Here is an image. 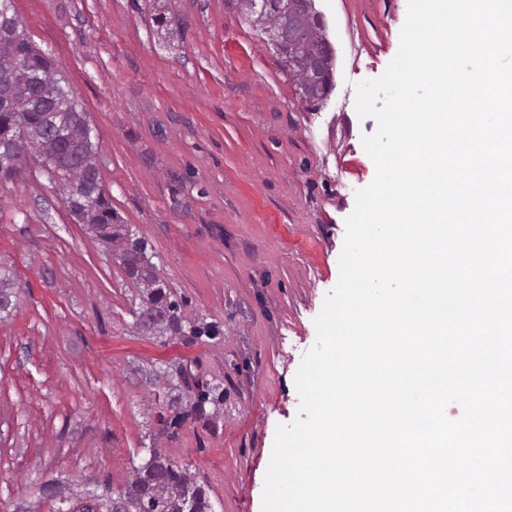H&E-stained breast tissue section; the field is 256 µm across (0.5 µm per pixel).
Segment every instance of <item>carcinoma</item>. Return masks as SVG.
Returning <instances> with one entry per match:
<instances>
[{"mask_svg": "<svg viewBox=\"0 0 512 512\" xmlns=\"http://www.w3.org/2000/svg\"><path fill=\"white\" fill-rule=\"evenodd\" d=\"M23 63L25 78L14 85L0 83V182L24 175V162L32 157L48 181L60 185L71 213L89 226L109 246L118 248L120 264L137 286V308L132 310L135 328L156 339L212 336L211 326L185 319L176 295L158 278L155 265L146 258L147 241L127 225L114 223L112 206L101 185L95 163L91 129L86 113L57 77L51 57L26 36L12 0H0V76ZM10 273L0 270V314L16 307ZM152 384L173 413L162 431L192 417L207 415L206 406L219 410L224 387L201 378L191 382L180 365L160 375ZM124 512H212L206 489L186 467L171 462L158 448L134 468L121 492Z\"/></svg>", "mask_w": 512, "mask_h": 512, "instance_id": "carcinoma-1", "label": "carcinoma"}]
</instances>
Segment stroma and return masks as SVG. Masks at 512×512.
Wrapping results in <instances>:
<instances>
[{
	"label": "stroma",
	"instance_id": "1",
	"mask_svg": "<svg viewBox=\"0 0 512 512\" xmlns=\"http://www.w3.org/2000/svg\"><path fill=\"white\" fill-rule=\"evenodd\" d=\"M14 5L87 114L119 222L148 241L184 315L217 334L138 333L135 286L60 188L37 174L1 184L0 265L18 307L0 320V512H86L98 486L125 488L151 441L204 484L213 512H262L345 220L376 173L362 145L376 122L358 117L355 85L396 55L406 0H318L335 63L317 106L237 0ZM158 363L222 383L216 416L159 436L146 377ZM51 478L64 504L40 497Z\"/></svg>",
	"mask_w": 512,
	"mask_h": 512
}]
</instances>
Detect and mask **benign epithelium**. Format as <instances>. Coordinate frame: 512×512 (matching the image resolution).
<instances>
[{"instance_id": "obj_1", "label": "benign epithelium", "mask_w": 512, "mask_h": 512, "mask_svg": "<svg viewBox=\"0 0 512 512\" xmlns=\"http://www.w3.org/2000/svg\"><path fill=\"white\" fill-rule=\"evenodd\" d=\"M315 2L288 0V8L283 10V0H240L242 8L250 14L263 15L274 11L280 16L279 24L267 30V33L287 68L292 69L300 63L302 45H311L312 86L303 89V97L311 103H319L329 94L335 57L331 42L324 36L312 39L309 29L303 25V20L307 19L313 27L320 30L325 28L323 16L316 10Z\"/></svg>"}]
</instances>
